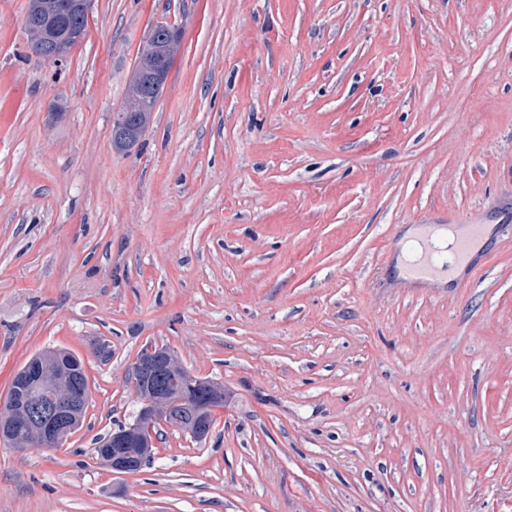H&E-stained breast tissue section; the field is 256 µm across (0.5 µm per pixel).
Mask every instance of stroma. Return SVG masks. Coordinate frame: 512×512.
Listing matches in <instances>:
<instances>
[{
  "label": "stroma",
  "instance_id": "35a3bbf8",
  "mask_svg": "<svg viewBox=\"0 0 512 512\" xmlns=\"http://www.w3.org/2000/svg\"><path fill=\"white\" fill-rule=\"evenodd\" d=\"M27 9L0 0V402L49 347L91 398L60 448L0 445V512H512V0H95L58 64ZM474 212L510 227L479 280L392 287L389 241ZM148 343L225 402L119 475L95 440ZM181 36V29L173 31L155 26L151 30V33L145 43V48L151 55H153L154 58L155 52L158 50L159 44L163 43L164 47L167 50V53H169L170 55L173 54L169 60L170 70L174 61V53L177 51L181 41ZM150 63V59L147 58L142 51L136 65L134 76L132 80H130L129 82L126 98L123 103L124 106L128 103H138L144 112L136 106H125L121 110V112H127V117H129L131 112H135L137 126L139 128L143 127L144 130L148 127L152 119L156 101H154V98L152 96L146 95L147 93L144 92L143 88L139 85V83L136 80V74L149 67ZM148 75L150 76V80L146 81L145 78ZM139 78L148 88L149 92L152 93L154 97H157L161 95L165 88V85L169 78V71L165 68L150 67L146 71H142L139 75Z\"/></svg>",
  "mask_w": 512,
  "mask_h": 512
}]
</instances>
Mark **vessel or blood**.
Instances as JSON below:
<instances>
[{"instance_id": "obj_1", "label": "vessel or blood", "mask_w": 512, "mask_h": 512, "mask_svg": "<svg viewBox=\"0 0 512 512\" xmlns=\"http://www.w3.org/2000/svg\"><path fill=\"white\" fill-rule=\"evenodd\" d=\"M486 235L482 224H427L418 238L419 257L405 271L400 288H427L448 267L462 268L463 282H471L484 268L477 244Z\"/></svg>"}]
</instances>
